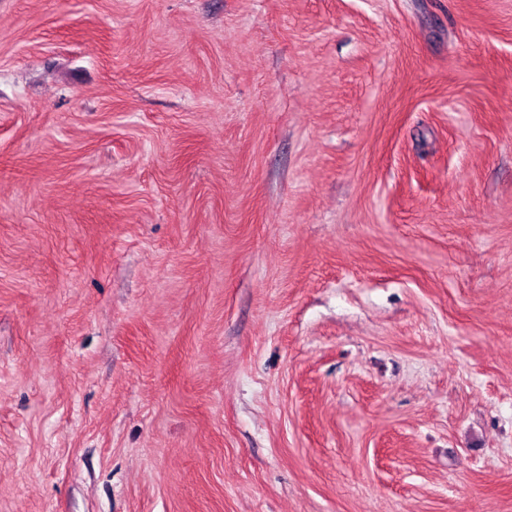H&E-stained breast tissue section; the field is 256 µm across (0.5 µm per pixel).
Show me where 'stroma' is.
Returning <instances> with one entry per match:
<instances>
[{"instance_id":"obj_1","label":"stroma","mask_w":512,"mask_h":512,"mask_svg":"<svg viewBox=\"0 0 512 512\" xmlns=\"http://www.w3.org/2000/svg\"><path fill=\"white\" fill-rule=\"evenodd\" d=\"M0 512H512V0H0Z\"/></svg>"}]
</instances>
